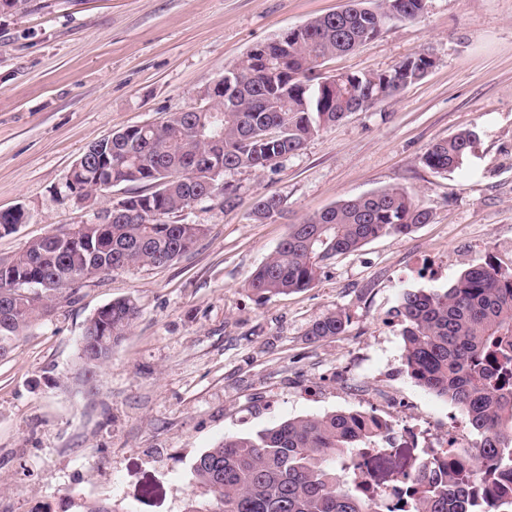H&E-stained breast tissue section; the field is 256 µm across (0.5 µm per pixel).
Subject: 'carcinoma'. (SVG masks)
<instances>
[{"label": "carcinoma", "instance_id": "carcinoma-1", "mask_svg": "<svg viewBox=\"0 0 512 512\" xmlns=\"http://www.w3.org/2000/svg\"><path fill=\"white\" fill-rule=\"evenodd\" d=\"M426 0H349L341 11L305 23L294 41L259 43L227 70L223 91L208 107L173 112L160 122L102 139L100 151L74 163L71 184L89 192V205L112 188L146 190L112 209L109 222L84 225L69 239L48 235L0 258V358L36 322L75 302L81 281L130 267L171 263L206 233L176 220L197 202L238 204L224 172L264 170L300 151L307 140L378 98L385 74L316 70L355 50L389 24L415 21ZM433 66L418 54L388 75L405 87ZM476 132L462 130L433 143L422 163L441 173L460 168ZM275 194L256 200V220L280 214ZM432 220L431 210L404 189L385 188L341 200L298 224L251 273L247 287L260 300L311 287L322 264L386 234H407ZM398 314L404 366L420 386L456 405L479 437L473 454L445 453L433 464L413 459L392 468L399 449L375 450L390 425L362 412L288 419L255 435L230 436L205 451L194 476L208 497L186 512H383L397 484L411 482L405 512H512V269L485 263L442 290H409ZM138 315L131 299L110 302L85 323L76 380L92 386ZM346 316L314 322L313 340L345 332Z\"/></svg>", "mask_w": 512, "mask_h": 512}]
</instances>
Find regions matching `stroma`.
I'll return each mask as SVG.
<instances>
[{
	"mask_svg": "<svg viewBox=\"0 0 512 512\" xmlns=\"http://www.w3.org/2000/svg\"><path fill=\"white\" fill-rule=\"evenodd\" d=\"M346 2L33 0L0 13V211L27 212L0 234V257L90 220L64 182L93 142L199 105L254 45ZM418 54L434 65L400 95L272 168L225 172L238 205L206 198L185 211L208 228L189 252L94 278L20 337L0 360V512H185L204 496L196 459L224 437L337 411L378 414L400 443L416 420L473 452L459 408L407 374L396 310L405 291L448 288L470 266H512V0H426L418 20L323 69L383 73ZM465 129L477 139L462 168L422 163ZM388 187L411 192L432 223L333 257L311 288L267 301L249 290L290 225ZM265 194L283 211L253 220ZM125 298L138 316L87 392L73 381L83 327ZM331 312L348 317L345 332L310 340Z\"/></svg>",
	"mask_w": 512,
	"mask_h": 512,
	"instance_id": "35a3bbf8",
	"label": "stroma"
}]
</instances>
